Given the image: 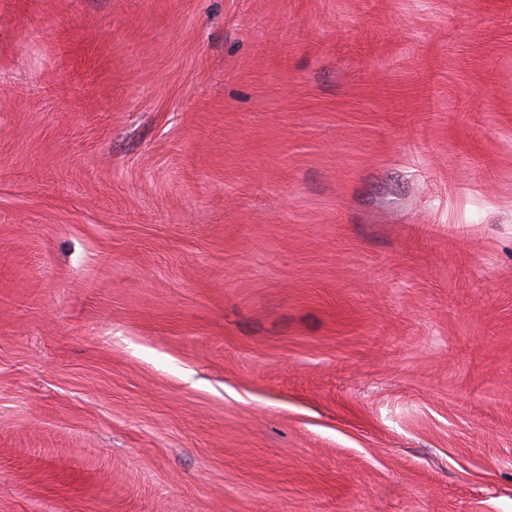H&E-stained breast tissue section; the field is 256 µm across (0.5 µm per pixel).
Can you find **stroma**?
Wrapping results in <instances>:
<instances>
[{"label":"stroma","instance_id":"35a3bbf8","mask_svg":"<svg viewBox=\"0 0 512 512\" xmlns=\"http://www.w3.org/2000/svg\"><path fill=\"white\" fill-rule=\"evenodd\" d=\"M0 512H512V0H0Z\"/></svg>","mask_w":512,"mask_h":512}]
</instances>
